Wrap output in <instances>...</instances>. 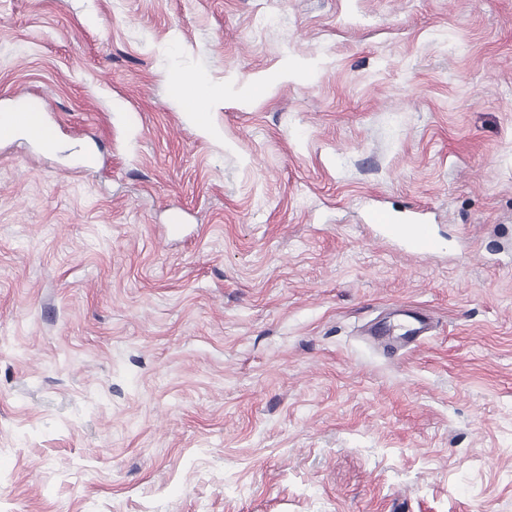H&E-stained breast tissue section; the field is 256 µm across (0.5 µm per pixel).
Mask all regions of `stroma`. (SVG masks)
Returning <instances> with one entry per match:
<instances>
[{
    "label": "stroma",
    "instance_id": "1",
    "mask_svg": "<svg viewBox=\"0 0 512 512\" xmlns=\"http://www.w3.org/2000/svg\"><path fill=\"white\" fill-rule=\"evenodd\" d=\"M31 95L0 512H512V0H0ZM171 92L198 122H205L210 94L203 88L200 78L195 75L182 76L173 84ZM27 117V129L25 137L36 143H44L47 139L55 136L54 129L50 125L46 115L42 112L41 106L37 100H32L24 107ZM24 115H18L15 122L18 124L26 121ZM374 221L381 226L386 238L402 242L410 253L427 255L438 248V242L426 224H391L390 218L383 213L375 214ZM405 319L399 324L398 336H401L405 345L412 344L420 340L431 330V322L427 315L418 312V314L405 311Z\"/></svg>",
    "mask_w": 512,
    "mask_h": 512
}]
</instances>
